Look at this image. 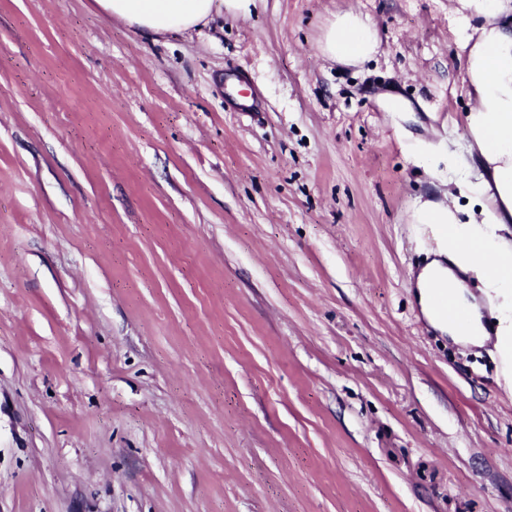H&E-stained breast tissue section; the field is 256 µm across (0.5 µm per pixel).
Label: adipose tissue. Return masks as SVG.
<instances>
[{
    "mask_svg": "<svg viewBox=\"0 0 512 512\" xmlns=\"http://www.w3.org/2000/svg\"><path fill=\"white\" fill-rule=\"evenodd\" d=\"M109 18L155 35L186 33L207 25L217 9L228 15L249 14L253 0H95ZM460 26L462 67L473 104L466 117L469 152L483 177L474 194L482 206L478 218L461 221L447 206L419 207L414 217L425 224H446L461 240L447 259L435 258L416 277L421 310L436 329L456 342L481 347L491 335L512 331V251L501 248L489 228L512 223V0H454ZM381 44L374 24L345 10L335 15L318 44L327 60L361 66ZM480 274L502 297L496 309V331H488L484 304L470 291L466 272ZM447 285L464 315L463 323L441 316L433 300V284Z\"/></svg>",
    "mask_w": 512,
    "mask_h": 512,
    "instance_id": "ef3b65f1",
    "label": "adipose tissue"
}]
</instances>
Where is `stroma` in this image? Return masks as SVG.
I'll list each match as a JSON object with an SVG mask.
<instances>
[{"label": "stroma", "instance_id": "obj_1", "mask_svg": "<svg viewBox=\"0 0 512 512\" xmlns=\"http://www.w3.org/2000/svg\"><path fill=\"white\" fill-rule=\"evenodd\" d=\"M349 9L382 38L359 67L317 52ZM458 28L452 0L163 36L0 0V512H512L501 351L413 285L448 244L415 209L479 210Z\"/></svg>", "mask_w": 512, "mask_h": 512}]
</instances>
